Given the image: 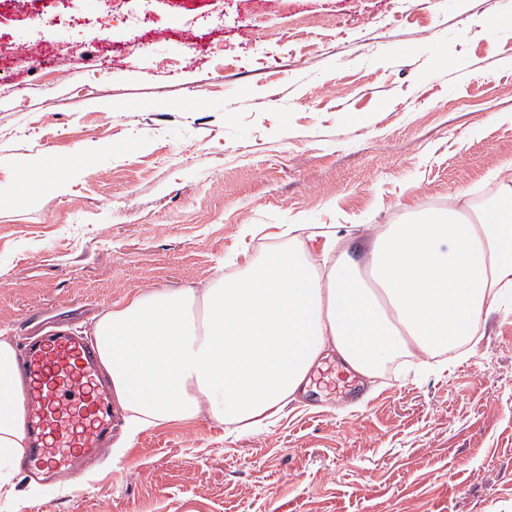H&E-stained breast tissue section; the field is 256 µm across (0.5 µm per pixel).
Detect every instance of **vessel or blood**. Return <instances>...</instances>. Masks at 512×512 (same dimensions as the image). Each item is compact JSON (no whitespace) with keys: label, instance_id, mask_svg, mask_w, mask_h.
<instances>
[{"label":"vessel or blood","instance_id":"1","mask_svg":"<svg viewBox=\"0 0 512 512\" xmlns=\"http://www.w3.org/2000/svg\"><path fill=\"white\" fill-rule=\"evenodd\" d=\"M20 369L27 381L30 440L24 468L45 480L77 473L102 451L114 428L94 346L60 327L27 342Z\"/></svg>","mask_w":512,"mask_h":512}]
</instances>
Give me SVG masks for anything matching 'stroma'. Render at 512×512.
<instances>
[{
    "label": "stroma",
    "instance_id": "obj_1",
    "mask_svg": "<svg viewBox=\"0 0 512 512\" xmlns=\"http://www.w3.org/2000/svg\"><path fill=\"white\" fill-rule=\"evenodd\" d=\"M0 0V329L88 333L126 294L244 272L275 224L480 204L512 162V0ZM112 13L102 37L97 20ZM36 56L19 68L12 52ZM260 225L249 250L238 228ZM314 366L260 432L208 419L16 490L21 512H512V297L442 372L363 398Z\"/></svg>",
    "mask_w": 512,
    "mask_h": 512
}]
</instances>
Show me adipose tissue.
Returning a JSON list of instances; mask_svg holds the SVG:
<instances>
[{
    "label": "adipose tissue",
    "instance_id": "1",
    "mask_svg": "<svg viewBox=\"0 0 512 512\" xmlns=\"http://www.w3.org/2000/svg\"><path fill=\"white\" fill-rule=\"evenodd\" d=\"M492 207L449 196L437 218L390 224L371 234L367 287L353 261L322 272L335 234L294 238L245 273L186 288L127 296L92 333L127 443L149 428L201 416L259 427L299 400L321 359L334 355L365 380L382 361L474 351L483 323L512 289V165L501 167ZM13 339L0 330V496H14L15 463L28 445L27 402Z\"/></svg>",
    "mask_w": 512,
    "mask_h": 512
}]
</instances>
